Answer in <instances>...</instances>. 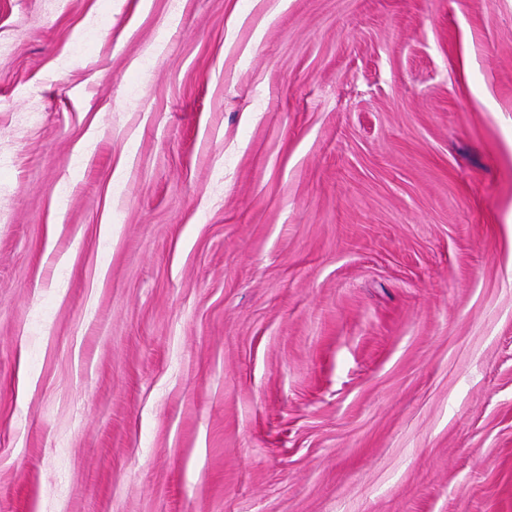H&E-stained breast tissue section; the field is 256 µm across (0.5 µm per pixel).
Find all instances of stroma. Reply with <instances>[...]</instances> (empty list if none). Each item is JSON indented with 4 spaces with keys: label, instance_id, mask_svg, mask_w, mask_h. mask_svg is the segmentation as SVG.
<instances>
[{
    "label": "stroma",
    "instance_id": "35a3bbf8",
    "mask_svg": "<svg viewBox=\"0 0 512 512\" xmlns=\"http://www.w3.org/2000/svg\"><path fill=\"white\" fill-rule=\"evenodd\" d=\"M0 157V512H512V0H0Z\"/></svg>",
    "mask_w": 512,
    "mask_h": 512
}]
</instances>
